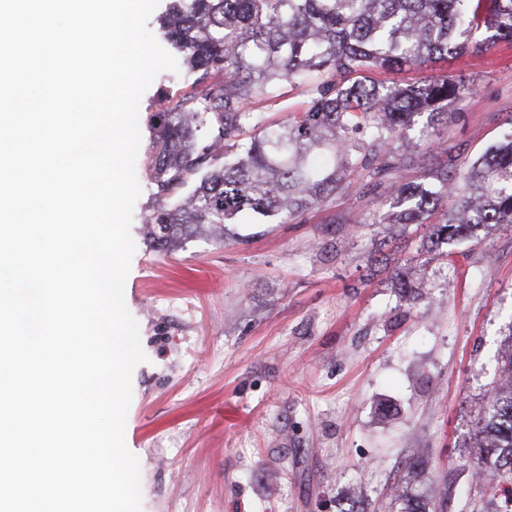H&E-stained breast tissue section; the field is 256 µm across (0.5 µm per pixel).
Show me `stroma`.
<instances>
[{"label": "stroma", "instance_id": "1", "mask_svg": "<svg viewBox=\"0 0 512 512\" xmlns=\"http://www.w3.org/2000/svg\"><path fill=\"white\" fill-rule=\"evenodd\" d=\"M448 74L474 90L452 122L429 128L433 150L407 132L408 180H431L447 156L468 161L512 130L511 46L450 61ZM197 78L154 79L140 155L154 114ZM136 173L125 301L147 360L132 373L125 441L141 512H379L416 451L448 512H480L493 487L463 463L512 337V224L435 250L424 225L370 223L380 197L360 185L294 220L229 224L223 241L162 255L143 232L154 186L144 165ZM397 268L416 300L394 287Z\"/></svg>", "mask_w": 512, "mask_h": 512}]
</instances>
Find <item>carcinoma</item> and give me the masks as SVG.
Returning <instances> with one entry per match:
<instances>
[{"instance_id": "cac0c4a2", "label": "carcinoma", "mask_w": 512, "mask_h": 512, "mask_svg": "<svg viewBox=\"0 0 512 512\" xmlns=\"http://www.w3.org/2000/svg\"><path fill=\"white\" fill-rule=\"evenodd\" d=\"M159 27L188 68L224 79L155 116L145 162L158 201L146 223L155 250L204 228L222 240L240 216L295 219L356 180L395 201L373 223L426 224L435 247L512 224V131L465 168L448 160L433 186L394 181L404 159L390 143L417 116L448 123L472 87L446 72L406 86L376 78L512 42V0H173ZM482 28L488 36L473 42ZM283 81L305 88L307 100L271 125L249 106ZM475 438V478L512 485V344ZM387 508L447 512L448 498L409 481Z\"/></svg>"}]
</instances>
